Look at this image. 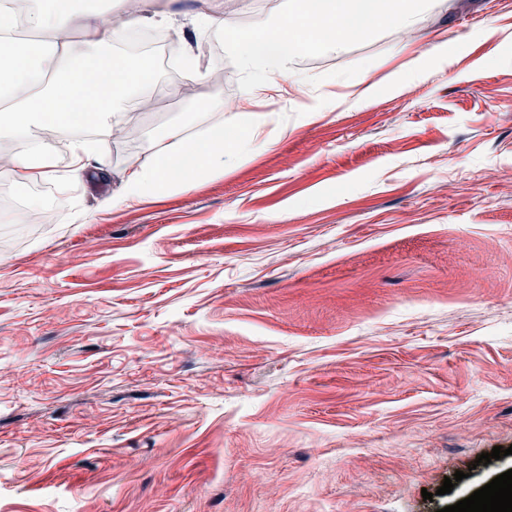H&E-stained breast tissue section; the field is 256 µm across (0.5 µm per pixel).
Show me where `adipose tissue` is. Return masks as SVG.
Instances as JSON below:
<instances>
[{
    "instance_id": "adipose-tissue-1",
    "label": "adipose tissue",
    "mask_w": 512,
    "mask_h": 512,
    "mask_svg": "<svg viewBox=\"0 0 512 512\" xmlns=\"http://www.w3.org/2000/svg\"><path fill=\"white\" fill-rule=\"evenodd\" d=\"M119 13L117 23L81 16L74 0H26L23 17H16L13 0H0V138L34 141V148L12 156L9 174L17 183L52 179L53 139L37 138L48 128L53 138L71 142V178H79L87 142L73 138L71 114L90 106L94 119L111 114L115 99L148 85L152 63L113 57L111 46L132 26L148 21L163 24V11L151 10L148 0H106ZM73 58L61 71L64 58ZM152 165H131L123 197L140 200L167 188L190 190L195 182L223 168L225 159L245 154L251 137L227 141L223 131H208L204 140L184 136L170 127L159 138Z\"/></svg>"
}]
</instances>
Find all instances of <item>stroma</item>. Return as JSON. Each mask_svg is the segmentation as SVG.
I'll list each match as a JSON object with an SVG mask.
<instances>
[{
  "label": "stroma",
  "mask_w": 512,
  "mask_h": 512,
  "mask_svg": "<svg viewBox=\"0 0 512 512\" xmlns=\"http://www.w3.org/2000/svg\"><path fill=\"white\" fill-rule=\"evenodd\" d=\"M157 2L202 58L227 0ZM413 32L414 67L394 30L304 84L225 64L243 108L211 122L253 150L191 190L121 201L97 130L49 223L0 204V512H440L512 469L475 463L512 446V0ZM179 84L139 162L200 134Z\"/></svg>",
  "instance_id": "1"
}]
</instances>
